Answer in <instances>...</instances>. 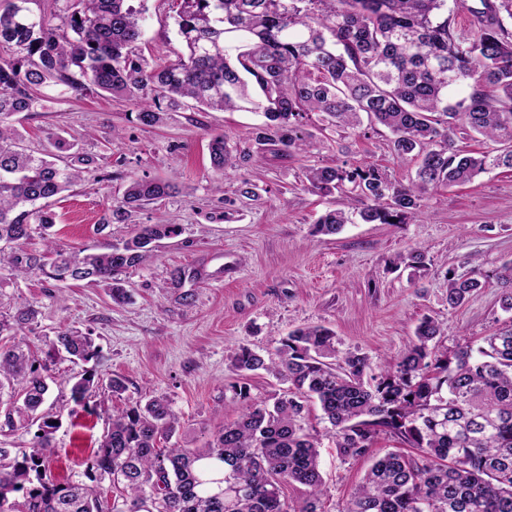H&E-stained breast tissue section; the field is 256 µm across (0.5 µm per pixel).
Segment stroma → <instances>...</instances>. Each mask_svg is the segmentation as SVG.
Segmentation results:
<instances>
[{
    "mask_svg": "<svg viewBox=\"0 0 512 512\" xmlns=\"http://www.w3.org/2000/svg\"><path fill=\"white\" fill-rule=\"evenodd\" d=\"M176 30L161 0H147L141 54L163 65L177 48ZM133 104L97 94L68 95L21 119L27 145L40 149L46 130L64 129L95 159L84 178L58 199L51 229L56 247L101 253L132 237L156 214L179 225L140 265L123 273L127 298L114 302L109 288L89 281L59 283L40 275L0 281V314L30 302L36 321L24 331L42 349L57 332L92 335L102 381L121 380V394L95 414L63 416L54 435L57 478L82 472L114 411L165 397L178 417L174 438L203 446L239 412L232 400L237 377L231 359L240 347L274 352L281 339L302 326L323 325L336 334L340 351L366 355L369 376L395 359L421 319L447 327L439 349L488 335L507 321L500 308L503 265L512 264V170L495 169L465 186L430 192L409 224L345 225L335 235L318 233L326 209L361 208L358 195L309 189L308 167L375 165L395 183L414 177L416 157H397L390 133L362 124L323 128L312 115V145L287 160L210 167L212 134L230 145H250L255 112H175L166 126L145 128L131 120ZM174 178L184 191L161 207L146 206L129 224H98L132 177ZM257 185L260 200L239 195L242 181ZM424 249L426 265L404 258ZM480 271L483 286L457 309H449L447 276ZM322 412L311 404L302 426L319 433L323 476L321 512H343L353 488L374 457L402 450L397 438L380 436L368 455L341 459L326 432Z\"/></svg>",
    "mask_w": 512,
    "mask_h": 512,
    "instance_id": "obj_1",
    "label": "stroma"
}]
</instances>
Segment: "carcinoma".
<instances>
[{
    "label": "carcinoma",
    "instance_id": "cac0c4a2",
    "mask_svg": "<svg viewBox=\"0 0 512 512\" xmlns=\"http://www.w3.org/2000/svg\"><path fill=\"white\" fill-rule=\"evenodd\" d=\"M453 6H448V2ZM181 47L163 66L139 55L145 0H63L61 25L29 8L31 0H0V279L38 273L56 282L93 281L124 299L118 278L143 262L154 244L179 234L159 219L104 253L18 246L32 225L56 224L52 199L81 180L94 162L66 131L46 133L35 152L23 145L14 117L36 112L59 94L85 91L125 99L136 120L159 127L172 112L251 110L265 121L255 150L230 146L224 135L208 143L217 173L233 158L269 153L291 158L306 150L304 131L317 113L328 126L357 128L365 115L392 135L399 157L419 164L407 185L375 166L305 169L310 189L328 195L353 185L366 204V223L401 224L422 197L441 186L463 185L493 168L512 169V150L492 156L458 150L454 137L475 133L512 141V0H166ZM472 16L465 30L454 12ZM466 86L453 99L449 91ZM172 179L133 178L99 229L126 224L133 213L179 193ZM349 218L330 210L318 231L338 233ZM482 287L475 277L448 273V307L461 306ZM36 316L22 304L0 319V336L22 330ZM445 327L423 319L414 339L366 380L367 356L342 353L322 325L298 328L281 340L276 357L243 346L238 375L263 370L288 384L273 403L234 385L239 417L201 448L158 443L174 433L167 400L112 415L83 473L61 483L51 476L57 415L39 413L49 399L56 360L88 364L99 357L93 339L60 332L40 358L26 343L0 346L3 426L33 433L28 448L0 447V512H320L319 437L300 424L316 402L342 458L366 455L385 433L418 450L375 458L353 489L344 512H512V323L451 353L432 346ZM100 390L95 367L74 376L71 406L88 410ZM298 483L307 497L295 510L281 485Z\"/></svg>",
    "mask_w": 512,
    "mask_h": 512
}]
</instances>
